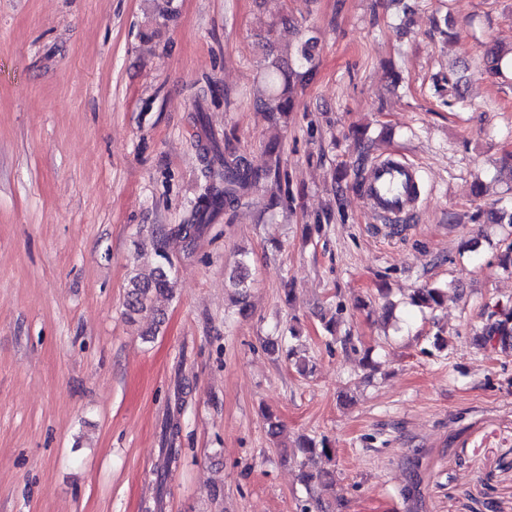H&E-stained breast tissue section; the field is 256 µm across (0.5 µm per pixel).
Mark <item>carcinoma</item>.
Listing matches in <instances>:
<instances>
[{
    "mask_svg": "<svg viewBox=\"0 0 512 512\" xmlns=\"http://www.w3.org/2000/svg\"><path fill=\"white\" fill-rule=\"evenodd\" d=\"M300 56L308 65L303 72L277 61L271 62L266 68L267 94L258 100L257 106L275 122L288 118V114L294 109L291 87L293 80L301 81L311 73L309 65L312 64L313 57L310 41H304ZM199 152L203 184L192 208V222L178 224L171 229L161 226L152 230V268L143 276L135 272L130 278L131 290L128 293L127 308L133 314H153L156 312L155 302L158 299L173 296L176 279L169 254L171 241L179 240L184 248H190L204 230L203 221L207 216L226 207L250 204L253 194L261 184L272 177H279V171L275 168L255 169L245 157L229 148L219 149L216 139L208 132L205 133V141L199 144ZM445 297L443 288L425 286L414 293L412 304L433 311L443 304ZM482 340L484 345L494 350L512 349L511 302H498L488 310ZM281 451L297 465L300 482L306 490L309 491L315 486L326 487L334 482L335 475L331 470H309V461L316 456L332 459L335 449L329 446L327 440L316 441L303 436L294 446L285 445ZM180 452L179 448L164 449L163 466L153 471L156 483L164 485L170 465L178 459Z\"/></svg>",
    "mask_w": 512,
    "mask_h": 512,
    "instance_id": "1",
    "label": "carcinoma"
}]
</instances>
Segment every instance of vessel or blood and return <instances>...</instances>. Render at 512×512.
I'll use <instances>...</instances> for the list:
<instances>
[{
	"instance_id": "b4317fda",
	"label": "vessel or blood",
	"mask_w": 512,
	"mask_h": 512,
	"mask_svg": "<svg viewBox=\"0 0 512 512\" xmlns=\"http://www.w3.org/2000/svg\"><path fill=\"white\" fill-rule=\"evenodd\" d=\"M364 194L385 221H398L420 200V171L397 155H387L372 164Z\"/></svg>"
}]
</instances>
